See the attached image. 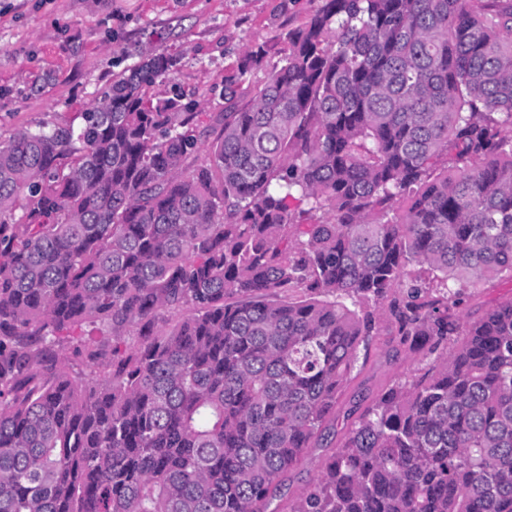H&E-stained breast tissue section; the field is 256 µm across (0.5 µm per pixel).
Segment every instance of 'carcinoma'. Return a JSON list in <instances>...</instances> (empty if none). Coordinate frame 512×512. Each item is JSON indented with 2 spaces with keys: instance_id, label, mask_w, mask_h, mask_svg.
<instances>
[{
  "instance_id": "carcinoma-1",
  "label": "carcinoma",
  "mask_w": 512,
  "mask_h": 512,
  "mask_svg": "<svg viewBox=\"0 0 512 512\" xmlns=\"http://www.w3.org/2000/svg\"><path fill=\"white\" fill-rule=\"evenodd\" d=\"M285 40L201 159L163 53L0 140V512H266L381 311L433 365L291 512H512V298L457 311L512 282V0H323ZM87 320L102 384L59 356ZM512 297V284L503 280H493L481 288H476L465 298L460 310L467 319L475 320L488 308Z\"/></svg>"
}]
</instances>
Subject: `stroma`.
Returning <instances> with one entry per match:
<instances>
[{
  "instance_id": "1",
  "label": "stroma",
  "mask_w": 512,
  "mask_h": 512,
  "mask_svg": "<svg viewBox=\"0 0 512 512\" xmlns=\"http://www.w3.org/2000/svg\"><path fill=\"white\" fill-rule=\"evenodd\" d=\"M322 0H0V139L44 122L72 123L112 80L122 55L177 56L164 82L199 103L202 127L223 111L225 75L242 52L262 44L265 68L288 49L285 35L301 27ZM395 327L380 321L336 407V428L311 449L286 481L273 512H288L324 471L360 410L394 381L424 364L394 343Z\"/></svg>"
}]
</instances>
